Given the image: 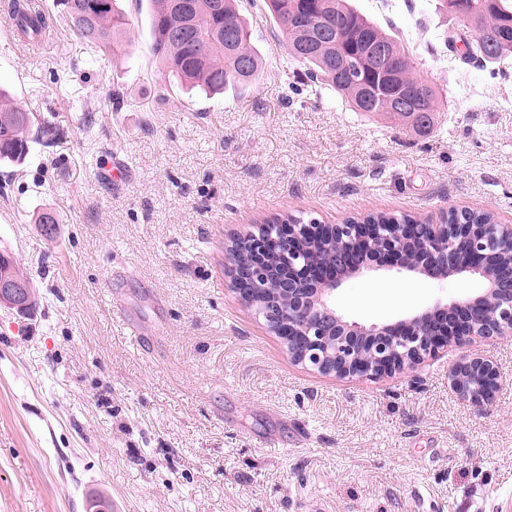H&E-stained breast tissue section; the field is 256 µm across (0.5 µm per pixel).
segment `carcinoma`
Listing matches in <instances>:
<instances>
[{
	"instance_id": "obj_1",
	"label": "carcinoma",
	"mask_w": 512,
	"mask_h": 512,
	"mask_svg": "<svg viewBox=\"0 0 512 512\" xmlns=\"http://www.w3.org/2000/svg\"><path fill=\"white\" fill-rule=\"evenodd\" d=\"M151 49L167 72L168 79L206 93H221L246 87L255 80L262 62L250 43V32L235 8L234 0H150ZM271 14L286 38L290 63L305 70L309 81L331 87L354 112L382 117L416 137L429 135L440 111L442 94L433 83L423 93V115L398 112L380 103H362L357 84H374L378 76L361 73L343 62H353L372 45L383 43L391 50L389 67L408 77L416 76L410 50L396 36L354 9L349 0H267ZM73 34L96 53H125L130 48L126 35L129 22L116 0H59ZM461 31L465 58L484 66L500 64L512 56V0H495V9L484 11V0H461ZM8 12L22 34L38 39L46 29L45 16L32 0H9ZM297 23L288 26V16ZM332 19L334 37L314 40L324 19ZM480 19L497 32L492 44L485 43L473 29ZM248 57L250 67L240 66ZM23 108L0 88V117L8 119ZM33 120L0 122V160L21 163L29 152Z\"/></svg>"
}]
</instances>
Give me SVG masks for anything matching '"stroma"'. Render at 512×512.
<instances>
[{"label": "stroma", "instance_id": "35a3bbf8", "mask_svg": "<svg viewBox=\"0 0 512 512\" xmlns=\"http://www.w3.org/2000/svg\"><path fill=\"white\" fill-rule=\"evenodd\" d=\"M42 3L52 35L34 50L0 12V85L55 130L0 162V254L36 295L27 314L0 308V512H86L97 494L118 512H512V335L343 379L291 362L224 275L230 235L287 215L456 206L512 224V58L452 59L440 0H350L443 91L418 138L306 91L265 0H236L261 73L211 96L156 61L150 0H120L133 47L106 56ZM115 157L125 171L102 179ZM480 287L389 268L332 303L382 324ZM462 352L497 364L486 408L449 386Z\"/></svg>", "mask_w": 512, "mask_h": 512}]
</instances>
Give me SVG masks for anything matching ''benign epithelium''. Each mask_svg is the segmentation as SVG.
Wrapping results in <instances>:
<instances>
[{"instance_id": "1", "label": "benign epithelium", "mask_w": 512, "mask_h": 512, "mask_svg": "<svg viewBox=\"0 0 512 512\" xmlns=\"http://www.w3.org/2000/svg\"><path fill=\"white\" fill-rule=\"evenodd\" d=\"M384 44L363 55L359 67L386 72L388 84L400 74L386 67ZM422 87L387 96L396 111L417 106ZM227 247L234 260L225 275L232 291L267 328L282 336L290 359L341 378L382 379L414 369L427 358L476 339L512 335V269L497 259L512 250L511 224H262L236 234ZM467 253L469 274L485 288L449 304H436L392 324L349 323L336 314L330 296L346 278L373 266L407 268L415 252L416 272L433 279L454 276L456 255ZM278 257L280 277H269L267 256ZM32 303L29 279L0 269V305L18 312ZM451 389L477 406L489 404L499 388L492 359L463 355L449 369Z\"/></svg>"}]
</instances>
